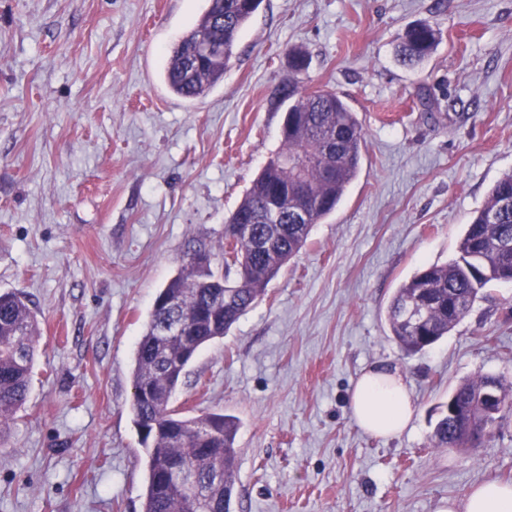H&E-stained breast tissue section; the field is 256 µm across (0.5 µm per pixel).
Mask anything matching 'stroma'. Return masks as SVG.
Here are the masks:
<instances>
[{"label": "stroma", "mask_w": 512, "mask_h": 512, "mask_svg": "<svg viewBox=\"0 0 512 512\" xmlns=\"http://www.w3.org/2000/svg\"><path fill=\"white\" fill-rule=\"evenodd\" d=\"M206 5L0 0V293L25 296L40 328L0 453V512H143L135 342L183 253L221 252L280 147L292 48L310 58L307 84L356 112L362 171L263 298L197 353L172 409L239 419L233 512H446L481 482L512 484V411L477 448L431 441L457 385L512 384V284L489 283L411 357L387 318L512 172V0H262L223 81L189 103L162 74ZM421 20L442 40L403 66L397 38ZM379 363L411 390L395 437L350 415L355 380Z\"/></svg>", "instance_id": "stroma-1"}]
</instances>
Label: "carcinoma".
<instances>
[{"label": "carcinoma", "mask_w": 512, "mask_h": 512, "mask_svg": "<svg viewBox=\"0 0 512 512\" xmlns=\"http://www.w3.org/2000/svg\"><path fill=\"white\" fill-rule=\"evenodd\" d=\"M255 12L252 0H208L205 12L167 57L164 78L170 91L195 100L216 87L232 64L239 33ZM206 38L224 45V53L194 59ZM440 41L438 25L421 21L399 37L397 55L403 64L414 66ZM289 55L291 72L281 88L282 98L289 101L281 147L269 156L224 224V272L193 266L186 252L178 275L156 295L181 300L172 313L187 323L193 347L158 334L167 310L155 304L136 344L130 412L146 455L143 512H231L238 421L217 412L184 417L170 408V399L197 351L224 337L264 294L299 253L312 225L336 209L361 170L365 134L356 113L335 91L308 89L302 78L307 56L297 49ZM300 193L308 212L305 223L267 217L266 208L274 200L287 213ZM242 224L252 225V232L241 231ZM261 239L272 242V250H259ZM510 279L512 173L493 185L485 205L467 224L456 255L444 265L422 269L397 289L388 309L393 339L408 356L422 352L463 320L488 283ZM218 295L231 303L214 311ZM411 307L420 314L416 322L406 318ZM38 340L36 315L26 300L17 293L0 294V443L27 401ZM490 381L502 394L503 408L512 409V389L500 378L484 375L465 381L449 394L458 416L438 410L435 447L468 445L460 421L479 434L492 427L496 417L478 401Z\"/></svg>", "instance_id": "1"}]
</instances>
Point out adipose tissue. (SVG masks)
Returning <instances> with one entry per match:
<instances>
[{"label":"adipose tissue","mask_w":512,"mask_h":512,"mask_svg":"<svg viewBox=\"0 0 512 512\" xmlns=\"http://www.w3.org/2000/svg\"><path fill=\"white\" fill-rule=\"evenodd\" d=\"M349 406L359 428L375 436L400 434L413 415L406 378L392 365H378L361 374L350 391ZM448 512H512V485L483 482L467 494L463 504L449 502Z\"/></svg>","instance_id":"adipose-tissue-1"}]
</instances>
